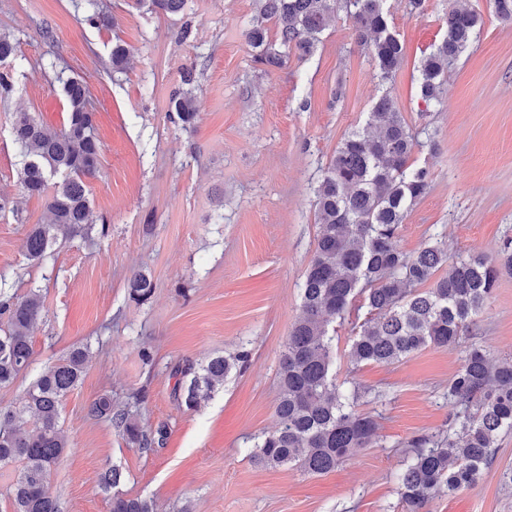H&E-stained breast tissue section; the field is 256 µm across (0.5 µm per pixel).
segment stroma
Returning a JSON list of instances; mask_svg holds the SVG:
<instances>
[{"instance_id": "obj_1", "label": "stroma", "mask_w": 512, "mask_h": 512, "mask_svg": "<svg viewBox=\"0 0 512 512\" xmlns=\"http://www.w3.org/2000/svg\"><path fill=\"white\" fill-rule=\"evenodd\" d=\"M113 24L86 20V0H0V33L17 42L16 90L0 102V279L17 295L40 290L45 315L35 326L33 362L0 388V406H20L36 377L73 346L90 362L62 404L69 446L52 466L46 490L60 512H109L99 473L118 468L119 492L153 501L156 512H402L398 476L420 438L447 436L460 405L448 383L471 345L491 363L512 358V274L502 273L469 334L448 348L428 347L388 365L354 364L351 311L336 329V382L378 391L359 411L374 416L379 441L354 451L336 470L312 475L269 469L250 454L278 425V369L301 316V284L315 250L316 190L344 137L390 96L414 135L413 166L430 186L409 209L398 245L415 252L435 237L448 259L498 260L512 238V20L490 0H386L405 54L381 80L344 7L306 56L277 67L254 60L246 31L260 0H187L177 14L101 0ZM482 17L476 37L426 104L417 86L421 59L446 32L449 10ZM130 55L113 70L110 53ZM192 70L195 132L169 118L184 70ZM88 90L103 152L87 182L90 239H61L40 263L23 248L44 201L20 185L15 113H33L60 129L67 105L57 71ZM106 233H99V224ZM154 284L146 303L129 296L133 271ZM246 365L194 410L173 397L175 367L239 352ZM110 395L163 444H127L89 403ZM512 434L498 443L482 478L437 493L428 512H512Z\"/></svg>"}]
</instances>
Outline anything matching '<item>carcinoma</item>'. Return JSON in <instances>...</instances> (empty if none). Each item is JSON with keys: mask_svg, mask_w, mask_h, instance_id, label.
<instances>
[{"mask_svg": "<svg viewBox=\"0 0 512 512\" xmlns=\"http://www.w3.org/2000/svg\"><path fill=\"white\" fill-rule=\"evenodd\" d=\"M186 0H149L151 9L176 14ZM338 0H262L260 17L274 23L276 39L267 40L262 24L246 33L256 59L278 66L296 51L307 55ZM386 0H344V7L381 80L393 78L404 48L392 30ZM481 18L466 9H452L446 36L421 64L420 92L424 101L441 102L448 69L464 52ZM16 42L0 34V100L15 91L11 61ZM68 104L66 123L51 130L27 112L12 122L14 142L23 157L22 188L45 199L48 219L35 224L24 244L28 260H42L61 236H89L90 200L86 180L98 171L102 145L95 135L94 113L87 107V89L75 77L62 81ZM173 123L193 130L197 121L195 97L182 88L171 98ZM413 136L402 113L387 95L368 113L365 124L349 132L336 149L316 195V247L305 273L302 315L294 325L280 364L278 427L255 446L252 458L271 467L295 464L305 472L323 475L336 469L358 448L379 440L375 417L357 409L367 391L346 393L336 385V323H344L353 304L367 309L353 326V363L391 364L426 347L447 348L470 332L496 288L500 269L512 272V238L501 248L499 263L481 258L461 259L437 278L448 263V245L435 241L408 254L397 244V231L408 207L425 195L429 172L409 164ZM60 176L62 180L51 183ZM130 297L144 303L153 293L142 271L128 283ZM39 290L20 297L0 289V387L12 384L32 357L31 330L42 316ZM90 359L85 347H74L61 362L46 369L29 388L24 404L0 407V465L21 464L10 488L13 512H59L45 483L68 441L59 429L63 399L82 381ZM246 354L216 356L197 367L186 364L174 397L188 409L197 407L244 362ZM448 400L463 407L458 428L440 440L423 438L402 472L399 493L407 512H423L433 496L453 493L481 477L500 435L512 431V361L492 364L485 350L472 345L448 384ZM88 413L109 420L124 439L148 451L154 435L128 409H116L103 394ZM110 512H154L152 502L115 493Z\"/></svg>", "mask_w": 512, "mask_h": 512, "instance_id": "cac0c4a2", "label": "carcinoma"}]
</instances>
